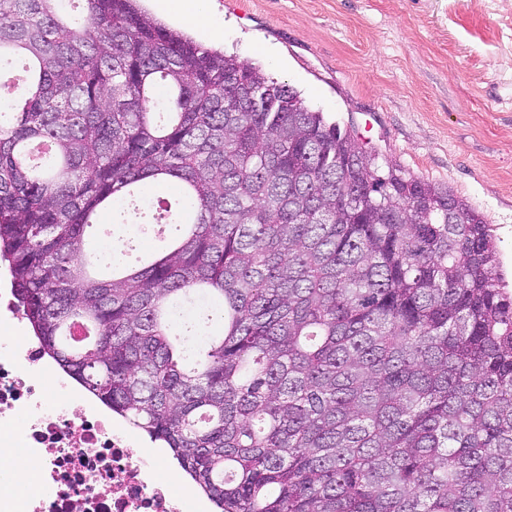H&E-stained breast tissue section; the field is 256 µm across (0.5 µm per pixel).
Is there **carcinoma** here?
Returning <instances> with one entry per match:
<instances>
[{"instance_id": "obj_1", "label": "carcinoma", "mask_w": 512, "mask_h": 512, "mask_svg": "<svg viewBox=\"0 0 512 512\" xmlns=\"http://www.w3.org/2000/svg\"><path fill=\"white\" fill-rule=\"evenodd\" d=\"M17 66V309L220 512H512V294L480 212L137 0H0ZM129 201L166 250L106 263L88 229Z\"/></svg>"}]
</instances>
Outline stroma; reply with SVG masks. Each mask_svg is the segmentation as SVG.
<instances>
[{
    "label": "stroma",
    "instance_id": "stroma-1",
    "mask_svg": "<svg viewBox=\"0 0 512 512\" xmlns=\"http://www.w3.org/2000/svg\"><path fill=\"white\" fill-rule=\"evenodd\" d=\"M139 6L451 188L492 224L512 285V0H209L215 41L162 0Z\"/></svg>",
    "mask_w": 512,
    "mask_h": 512
}]
</instances>
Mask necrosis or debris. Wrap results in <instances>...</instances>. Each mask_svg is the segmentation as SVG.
<instances>
[{"instance_id": "obj_1", "label": "necrosis or debris", "mask_w": 512, "mask_h": 512, "mask_svg": "<svg viewBox=\"0 0 512 512\" xmlns=\"http://www.w3.org/2000/svg\"><path fill=\"white\" fill-rule=\"evenodd\" d=\"M55 376L54 393L43 380ZM115 425L32 340L0 338V447L40 476L38 494L0 491V512H186L157 477L160 461Z\"/></svg>"}]
</instances>
